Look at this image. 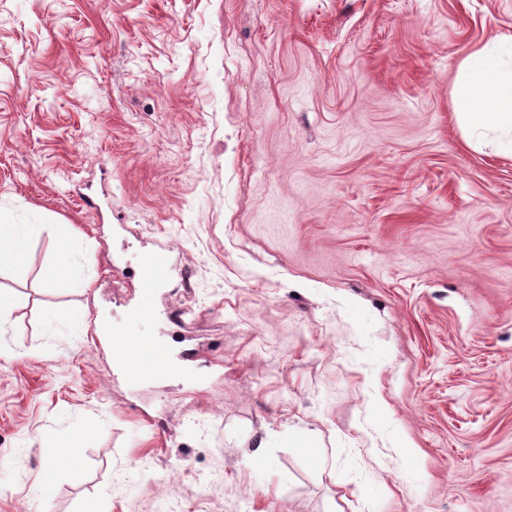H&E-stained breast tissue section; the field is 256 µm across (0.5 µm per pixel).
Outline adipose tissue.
Segmentation results:
<instances>
[{"label": "adipose tissue", "mask_w": 512, "mask_h": 512, "mask_svg": "<svg viewBox=\"0 0 512 512\" xmlns=\"http://www.w3.org/2000/svg\"><path fill=\"white\" fill-rule=\"evenodd\" d=\"M452 108L469 139L495 135L512 156V36L487 42L459 64Z\"/></svg>", "instance_id": "1"}]
</instances>
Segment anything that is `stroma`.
I'll list each match as a JSON object with an SVG mask.
<instances>
[{
	"label": "stroma",
	"instance_id": "stroma-1",
	"mask_svg": "<svg viewBox=\"0 0 512 512\" xmlns=\"http://www.w3.org/2000/svg\"><path fill=\"white\" fill-rule=\"evenodd\" d=\"M496 35L512 0H0V211L34 227L0 512H512V158L451 105ZM96 321L178 372L128 384ZM73 243L69 236H60L57 240V250L65 258V262L62 264L53 266L47 271V278L51 282H55L59 279H67L70 275V266L66 259L72 253ZM168 276V267L165 259L157 253H147L140 261L139 277L144 286H154Z\"/></svg>",
	"mask_w": 512,
	"mask_h": 512
}]
</instances>
